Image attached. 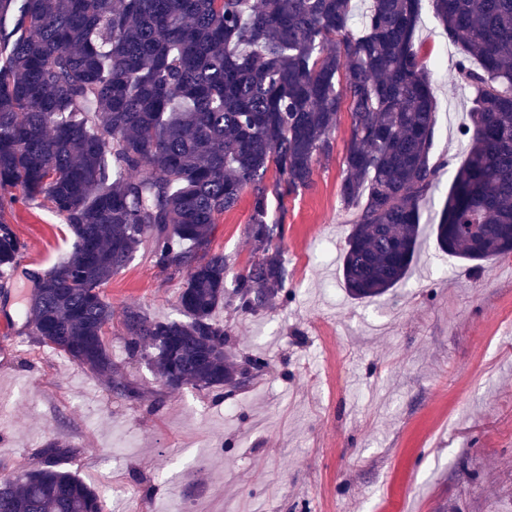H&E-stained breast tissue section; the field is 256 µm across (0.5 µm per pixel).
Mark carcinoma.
I'll use <instances>...</instances> for the list:
<instances>
[{
	"mask_svg": "<svg viewBox=\"0 0 512 512\" xmlns=\"http://www.w3.org/2000/svg\"><path fill=\"white\" fill-rule=\"evenodd\" d=\"M462 57L469 151L432 230L471 262L512 254V0H432ZM421 0H0V212L43 199L68 225L72 257L34 277L24 312L38 343L64 352L131 402L106 345L102 288L148 246L162 275L186 273L184 319L123 309L128 355L171 390L248 387L268 367L226 348L214 311L254 314L288 298L270 198L307 188L330 156L342 108L350 133L339 193L353 209L341 259L356 299L397 287L414 261L440 165L436 100L415 43ZM477 66H471L472 61ZM275 172L273 183L267 182ZM250 194L255 260L230 276L211 248L216 218ZM25 249L0 222V268ZM233 289L227 290V279ZM47 440L37 464L0 481V512H103L97 491Z\"/></svg>",
	"mask_w": 512,
	"mask_h": 512,
	"instance_id": "obj_1",
	"label": "carcinoma"
}]
</instances>
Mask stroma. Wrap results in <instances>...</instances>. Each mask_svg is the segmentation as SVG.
<instances>
[{
	"instance_id": "35a3bbf8",
	"label": "stroma",
	"mask_w": 512,
	"mask_h": 512,
	"mask_svg": "<svg viewBox=\"0 0 512 512\" xmlns=\"http://www.w3.org/2000/svg\"><path fill=\"white\" fill-rule=\"evenodd\" d=\"M416 39L436 98L433 162L442 168L422 207L420 251L409 278L385 296L355 300L340 259L351 211L339 195L350 120L310 186L272 202L282 221L288 301L257 314L215 311L235 357L263 354L267 370L245 389H166L129 359L122 312L141 306L177 319L183 275L165 277L148 251L105 286L113 362L144 397L128 402L63 352L28 336L17 302L34 274L66 260L74 238L46 203L0 212L24 242L18 268L0 276V478L36 461L50 438L75 448L64 461L91 487L109 482L126 512H512V256L480 265L439 250L430 230L470 143L467 93L448 76L460 59L423 0ZM250 199L219 216L213 250L232 273L254 258ZM334 241L330 262L308 263Z\"/></svg>"
}]
</instances>
